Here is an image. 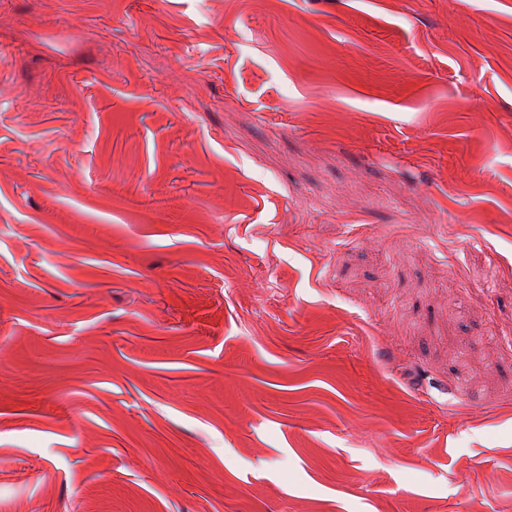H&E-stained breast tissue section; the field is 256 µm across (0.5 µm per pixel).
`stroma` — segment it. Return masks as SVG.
<instances>
[{
    "instance_id": "1",
    "label": "stroma",
    "mask_w": 512,
    "mask_h": 512,
    "mask_svg": "<svg viewBox=\"0 0 512 512\" xmlns=\"http://www.w3.org/2000/svg\"><path fill=\"white\" fill-rule=\"evenodd\" d=\"M0 512H512V0H0Z\"/></svg>"
}]
</instances>
